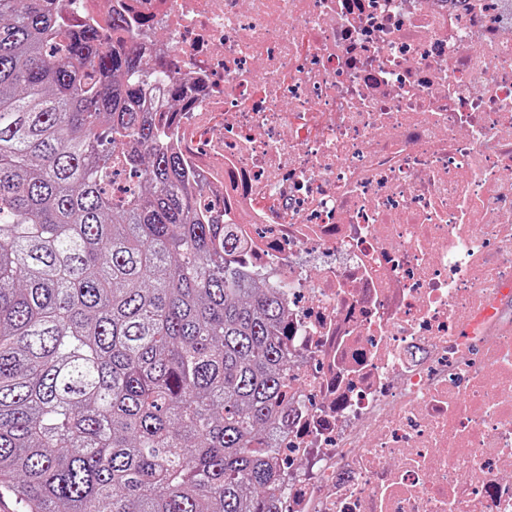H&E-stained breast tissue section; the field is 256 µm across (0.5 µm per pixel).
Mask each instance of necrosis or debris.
I'll return each instance as SVG.
<instances>
[{
    "label": "necrosis or debris",
    "instance_id": "necrosis-or-debris-1",
    "mask_svg": "<svg viewBox=\"0 0 512 512\" xmlns=\"http://www.w3.org/2000/svg\"><path fill=\"white\" fill-rule=\"evenodd\" d=\"M140 33L288 313L278 512H512V0H71Z\"/></svg>",
    "mask_w": 512,
    "mask_h": 512
}]
</instances>
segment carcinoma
I'll return each instance as SVG.
<instances>
[{
	"label": "carcinoma",
	"instance_id": "cac0c4a2",
	"mask_svg": "<svg viewBox=\"0 0 512 512\" xmlns=\"http://www.w3.org/2000/svg\"><path fill=\"white\" fill-rule=\"evenodd\" d=\"M0 0V495L21 512H277L288 320L228 265L147 71Z\"/></svg>",
	"mask_w": 512,
	"mask_h": 512
}]
</instances>
